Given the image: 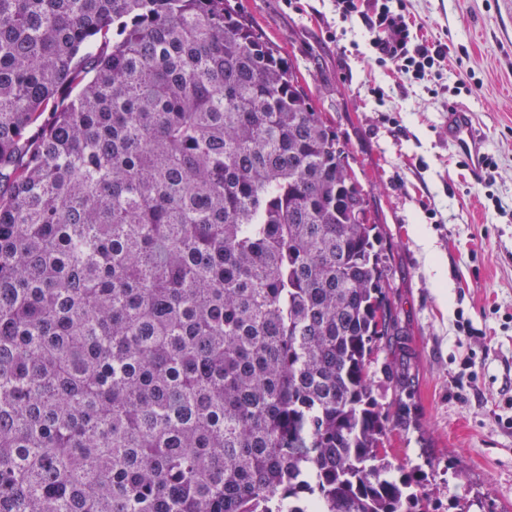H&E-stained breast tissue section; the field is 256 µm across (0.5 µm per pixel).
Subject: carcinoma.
<instances>
[{"label": "carcinoma", "instance_id": "cac0c4a2", "mask_svg": "<svg viewBox=\"0 0 512 512\" xmlns=\"http://www.w3.org/2000/svg\"><path fill=\"white\" fill-rule=\"evenodd\" d=\"M350 159L229 0H0V512H431Z\"/></svg>", "mask_w": 512, "mask_h": 512}]
</instances>
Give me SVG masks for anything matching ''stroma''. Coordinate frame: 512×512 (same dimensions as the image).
Instances as JSON below:
<instances>
[{
  "instance_id": "35a3bbf8",
  "label": "stroma",
  "mask_w": 512,
  "mask_h": 512,
  "mask_svg": "<svg viewBox=\"0 0 512 512\" xmlns=\"http://www.w3.org/2000/svg\"><path fill=\"white\" fill-rule=\"evenodd\" d=\"M231 4L296 66L384 226L412 364L402 399L417 418L391 436L397 463L423 475L435 512H512V0H406L422 35L448 46L441 78L418 82L378 66L363 22L342 21L334 0ZM458 104L474 114L493 175L472 174L448 145Z\"/></svg>"
}]
</instances>
